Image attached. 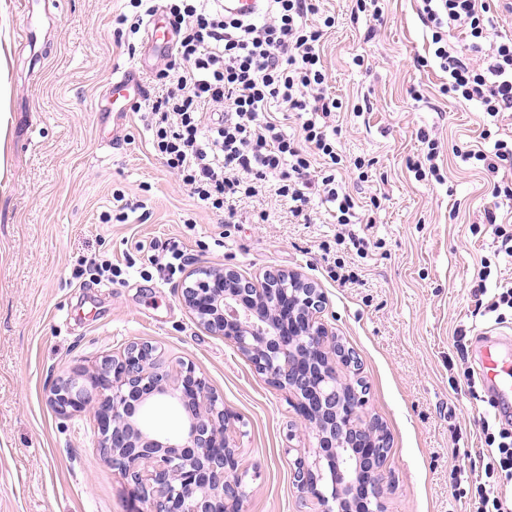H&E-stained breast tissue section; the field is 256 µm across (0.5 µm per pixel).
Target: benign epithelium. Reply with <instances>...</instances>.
Segmentation results:
<instances>
[{
    "label": "benign epithelium",
    "mask_w": 512,
    "mask_h": 512,
    "mask_svg": "<svg viewBox=\"0 0 512 512\" xmlns=\"http://www.w3.org/2000/svg\"><path fill=\"white\" fill-rule=\"evenodd\" d=\"M181 299L199 326L232 341L258 373L293 393V407L317 441L294 462L298 488L325 512H369V497H381L390 442L376 420L362 419L364 390L338 376L336 362L358 361L322 322V289L297 271L268 270L258 286L235 269L215 267L192 272ZM152 396L184 409L176 436L151 438L134 423ZM49 400L63 416L93 412L100 451L133 483L130 512H141L140 503L149 512H240L239 417L194 365L173 369L151 345L132 342L90 369L59 376Z\"/></svg>",
    "instance_id": "7a95c632"
}]
</instances>
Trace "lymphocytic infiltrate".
<instances>
[{"mask_svg":"<svg viewBox=\"0 0 512 512\" xmlns=\"http://www.w3.org/2000/svg\"><path fill=\"white\" fill-rule=\"evenodd\" d=\"M260 22L226 17L209 0H167L177 27L170 53L183 68L161 70L166 92L145 117L153 150L216 212L271 187L293 217H304L312 197L334 206L337 223L355 216L353 198L336 181L341 157L328 120L340 104L324 85L320 42L332 27L308 23L316 0H266ZM434 59L448 82L442 94L476 104L487 117L512 112V35L493 30L492 0H422ZM461 27L464 45L448 42ZM293 114L288 135L276 112ZM323 158L312 169V155ZM495 467L477 488L476 512H512V432L486 434Z\"/></svg>","mask_w":512,"mask_h":512,"instance_id":"1","label":"lymphocytic infiltrate"}]
</instances>
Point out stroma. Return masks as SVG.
I'll return each mask as SVG.
<instances>
[{"label":"stroma","mask_w":512,"mask_h":512,"mask_svg":"<svg viewBox=\"0 0 512 512\" xmlns=\"http://www.w3.org/2000/svg\"><path fill=\"white\" fill-rule=\"evenodd\" d=\"M380 6L376 21L356 0H320L312 18L335 19L321 49L325 89L342 104L336 177L372 218L342 226L317 200L309 222L297 221L268 190L232 217L212 213L153 151L138 112L113 130L103 104L114 73L133 70L151 98L170 63L118 24L132 12L128 0H55L31 12L0 0V512H128L132 483L101 454L94 416H60L49 395L59 374L134 341L170 366L193 364L239 416L241 512H321L294 481L295 459L315 440L289 439L300 423L292 394L191 317L184 275L150 263L173 241L192 271L230 267L257 281L279 268L317 282L323 322L359 360V372L337 373L366 383L362 416L390 438L386 512H475L492 465L485 435L502 423L491 394L466 379L479 371V333L512 336V309L489 310L474 285L486 265L488 288H512V258L485 222L495 212L512 233V199L492 193L512 181V163L491 174L460 154L488 148L485 133L512 135V112L490 126L475 105L441 94L417 0ZM424 132L438 143L444 183L410 170L428 151ZM358 157L371 162L367 179ZM119 193L142 204L124 223ZM105 212L112 221H101ZM342 232L364 249L337 244ZM94 257L121 267V280L78 274ZM338 260L354 280L331 278Z\"/></svg>","instance_id":"obj_1"}]
</instances>
